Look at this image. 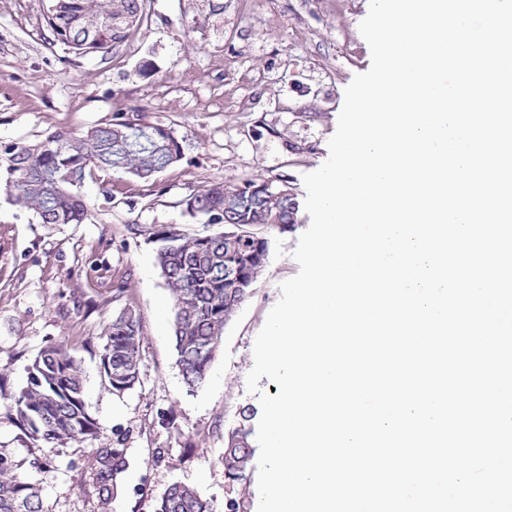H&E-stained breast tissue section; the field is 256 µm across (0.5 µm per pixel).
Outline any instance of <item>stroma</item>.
Here are the masks:
<instances>
[{
    "label": "stroma",
    "mask_w": 512,
    "mask_h": 512,
    "mask_svg": "<svg viewBox=\"0 0 512 512\" xmlns=\"http://www.w3.org/2000/svg\"><path fill=\"white\" fill-rule=\"evenodd\" d=\"M370 0H146L142 24L103 58L81 59L54 40L49 0H0V387L25 386L27 366L68 340L83 361L85 401L97 423L80 443H30L0 404V450L23 464L46 512H155L167 487L188 483L219 512H257L258 468L224 475V435L258 407L247 390L253 345L310 217L302 177L328 158L344 91L371 64L359 25ZM171 129L181 159L141 182L98 170L82 191V224L47 226L6 190V148L55 132L82 133L115 113ZM289 187L291 229L253 231L269 241L264 271L224 328L204 385L188 390L176 366L170 290L154 245L133 226L203 221L185 200L212 181ZM124 285L143 328L139 384L113 395L100 376L104 329ZM119 449L126 467L109 503L99 499L98 455ZM41 458L45 470L30 466Z\"/></svg>",
    "instance_id": "35a3bbf8"
}]
</instances>
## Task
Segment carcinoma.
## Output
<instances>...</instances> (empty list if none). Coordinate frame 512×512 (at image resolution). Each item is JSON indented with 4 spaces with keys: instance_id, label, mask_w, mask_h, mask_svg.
Here are the masks:
<instances>
[{
    "instance_id": "carcinoma-1",
    "label": "carcinoma",
    "mask_w": 512,
    "mask_h": 512,
    "mask_svg": "<svg viewBox=\"0 0 512 512\" xmlns=\"http://www.w3.org/2000/svg\"><path fill=\"white\" fill-rule=\"evenodd\" d=\"M100 19L97 28L87 18ZM144 19V0H49L46 24L51 34L78 58L106 56L125 42ZM126 113L82 136L55 134L36 144L6 149V186L17 201L32 208L43 224H81L88 205L81 193L86 176L102 167L118 168L148 181L181 156L173 133L163 127L129 134ZM193 217L206 218V229L190 232L176 224L138 227L156 244L155 259L170 288L176 364L191 391L203 386L215 359L224 326L234 316L263 271L269 252L267 238L248 234L246 224L290 229L298 208L294 194L283 186L247 180L226 186L216 181L185 200ZM229 274H224V271ZM106 342L99 354L100 373L112 393L122 395L140 383L142 325L129 302L105 326ZM0 401L35 443L81 442L97 427L84 402L81 359L67 342L49 346L28 368L27 384L17 393L0 387ZM241 426L224 436V474L239 480L247 471L252 445ZM99 494L112 498L108 478L122 472V451L97 458ZM0 512H45L38 488L12 458L0 452ZM156 512H216L213 500L193 486L171 484Z\"/></svg>"
}]
</instances>
